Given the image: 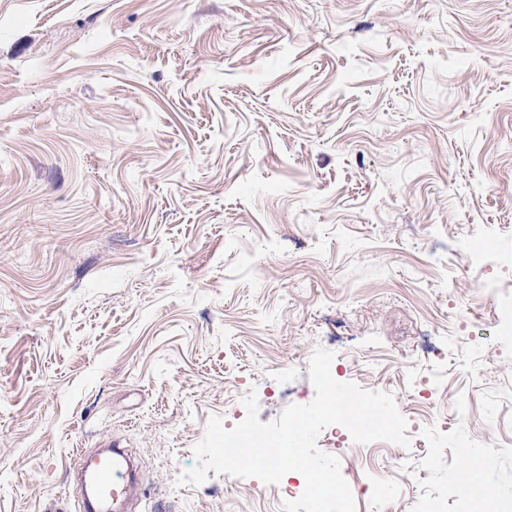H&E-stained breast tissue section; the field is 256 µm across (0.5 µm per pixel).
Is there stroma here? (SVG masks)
<instances>
[{"instance_id": "stroma-1", "label": "stroma", "mask_w": 512, "mask_h": 512, "mask_svg": "<svg viewBox=\"0 0 512 512\" xmlns=\"http://www.w3.org/2000/svg\"><path fill=\"white\" fill-rule=\"evenodd\" d=\"M319 346L412 439L318 438L356 512L512 503V0H0V512L110 439L149 512H281L177 479Z\"/></svg>"}]
</instances>
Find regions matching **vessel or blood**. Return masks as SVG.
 <instances>
[{
	"mask_svg": "<svg viewBox=\"0 0 512 512\" xmlns=\"http://www.w3.org/2000/svg\"><path fill=\"white\" fill-rule=\"evenodd\" d=\"M73 469L79 512H140L142 482L124 450L113 448L104 458L76 452Z\"/></svg>",
	"mask_w": 512,
	"mask_h": 512,
	"instance_id": "b4317fda",
	"label": "vessel or blood"
}]
</instances>
